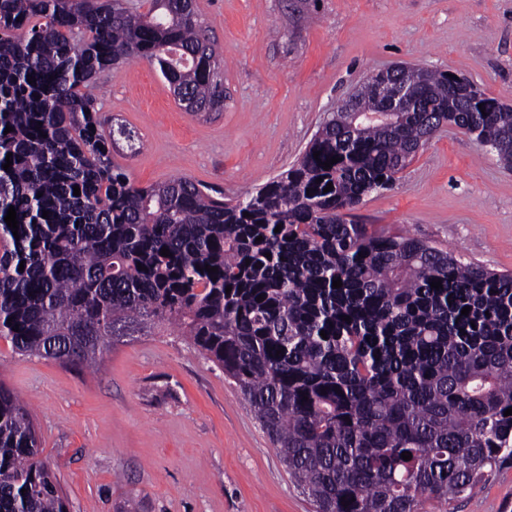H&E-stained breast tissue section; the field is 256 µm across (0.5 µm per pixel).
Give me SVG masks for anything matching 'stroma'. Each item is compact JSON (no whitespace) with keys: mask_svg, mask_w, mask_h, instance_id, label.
Wrapping results in <instances>:
<instances>
[{"mask_svg":"<svg viewBox=\"0 0 512 512\" xmlns=\"http://www.w3.org/2000/svg\"><path fill=\"white\" fill-rule=\"evenodd\" d=\"M224 60L222 111L184 110L148 62L97 80L95 107L130 130L113 161L138 185L185 177L239 198L286 171L347 94L406 62L451 71L512 106V0H196ZM463 262L512 272V169L448 125L355 212ZM0 384L28 403L67 512H315L238 385L158 326L97 369L14 355ZM453 512H512V462Z\"/></svg>","mask_w":512,"mask_h":512,"instance_id":"obj_1","label":"stroma"}]
</instances>
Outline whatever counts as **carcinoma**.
<instances>
[{
	"instance_id": "carcinoma-1",
	"label": "carcinoma",
	"mask_w": 512,
	"mask_h": 512,
	"mask_svg": "<svg viewBox=\"0 0 512 512\" xmlns=\"http://www.w3.org/2000/svg\"><path fill=\"white\" fill-rule=\"evenodd\" d=\"M135 61L185 110L223 109L195 0H0V340L93 367L124 336L177 327L235 381L316 512L449 505L512 459V274L345 219L448 121L512 167V108L411 65L412 109L391 112L368 78L295 164L226 201L185 178L138 186L112 161L131 135L104 128L91 90ZM0 512H67L27 405L2 384Z\"/></svg>"
}]
</instances>
